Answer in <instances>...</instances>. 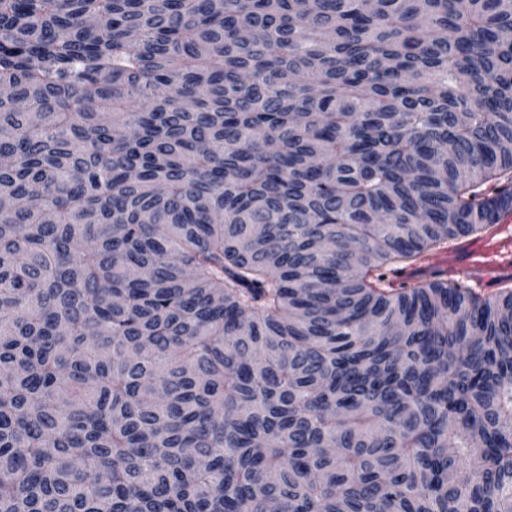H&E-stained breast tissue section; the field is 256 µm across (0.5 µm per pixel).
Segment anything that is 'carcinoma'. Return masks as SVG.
<instances>
[{
    "instance_id": "carcinoma-1",
    "label": "carcinoma",
    "mask_w": 512,
    "mask_h": 512,
    "mask_svg": "<svg viewBox=\"0 0 512 512\" xmlns=\"http://www.w3.org/2000/svg\"><path fill=\"white\" fill-rule=\"evenodd\" d=\"M0 512H512V0H0ZM435 268L437 271L449 275L458 276L465 280L483 283L488 279L486 270L475 264L469 254V251H457L452 257V266L448 269L447 260L439 262ZM472 288H476L481 293H497L502 287L511 282H500V280L491 281L487 284H476L468 282Z\"/></svg>"
}]
</instances>
